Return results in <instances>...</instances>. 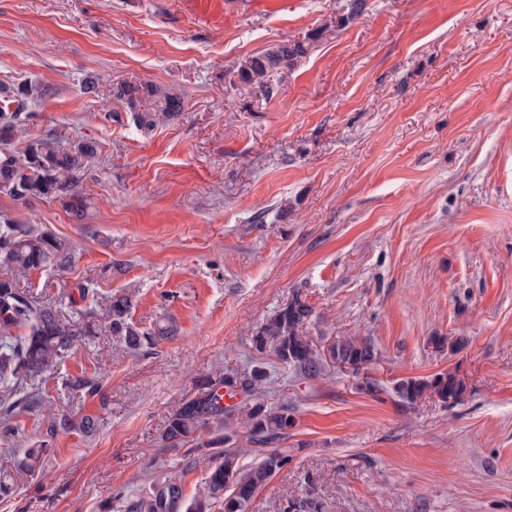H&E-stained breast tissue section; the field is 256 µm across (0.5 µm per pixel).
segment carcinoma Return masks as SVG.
<instances>
[{
	"label": "carcinoma",
	"instance_id": "cac0c4a2",
	"mask_svg": "<svg viewBox=\"0 0 512 512\" xmlns=\"http://www.w3.org/2000/svg\"><path fill=\"white\" fill-rule=\"evenodd\" d=\"M306 53L303 44L284 43L261 55L248 59L241 68V77L261 86L273 75L292 65ZM46 91L27 84L0 86V143L10 142L18 128L31 117L28 101ZM152 92L143 87L120 82L113 88V100L134 112L135 121L143 129L156 123V116L175 118L182 111L176 96H167L152 109H138L141 98ZM99 143L93 139L78 142L64 140L56 131L48 132L30 141L22 155L0 148V193L24 204L48 198L62 200L65 207L81 217L89 207L87 198L76 189L75 174L83 161L97 153ZM73 263V252L54 234L39 231L29 224H17L5 218L0 221V267L10 272L29 274L53 266L65 271ZM132 303L127 294L107 297V312L103 315L92 308L74 309L67 315L19 288L10 277L0 278V383L8 396L15 397L4 407L9 415L15 407L38 406L42 399L21 393L22 381L51 373L68 356L72 348L88 342L103 332H109L125 341L128 349L140 351L155 345L156 338L171 336L175 329L169 325L152 331H142L130 318ZM313 310L297 293L279 308L254 336L259 352L271 345L279 361L294 368L303 377L318 376L324 358L317 351L309 335ZM24 332L13 336L10 330ZM335 357L358 365L363 370L373 363L377 353L371 341L357 336L339 337L329 345ZM267 373L255 369L248 375L228 372L207 376L198 381L196 391L185 396L169 415L162 438L171 448H182L193 440V434L206 430L211 434L207 446L218 449L207 462L205 485L188 505L180 481L170 478L155 482L139 498L131 501L127 512H214L218 506L223 512H249L258 491L273 474L288 466L291 457L274 444L288 437L294 419L286 406L270 407L262 398ZM65 386L85 396L100 393V381L84 376L66 379ZM230 395L244 392L252 403L243 411L223 402L217 388ZM462 384L451 376H437L430 381L407 380L397 384L398 394L413 404L427 394H435L449 404L459 399ZM243 427L247 441L256 446L258 462L245 469L239 463L238 449L225 444ZM79 429L87 434L96 430L95 420L85 417L78 422L69 415L54 417L51 430ZM46 448H28L24 456L13 462V469L0 473V494H6L11 482L43 467Z\"/></svg>",
	"mask_w": 512,
	"mask_h": 512
}]
</instances>
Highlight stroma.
I'll return each instance as SVG.
<instances>
[{
    "mask_svg": "<svg viewBox=\"0 0 512 512\" xmlns=\"http://www.w3.org/2000/svg\"><path fill=\"white\" fill-rule=\"evenodd\" d=\"M352 3L0 0V82L49 90L10 150L51 130L100 144L78 176L84 217L0 195V215L75 253L20 288L65 314L126 292L137 327L176 329L136 353L102 334L28 380L51 408L0 416L19 430L0 431V464L49 452L0 512H125L169 477L192 500L210 451L167 447L169 415L198 379L256 368L266 403L293 412V461L250 512L304 497L318 512H512V0ZM286 41L306 54L268 87L241 81ZM125 81L178 97L180 115L140 128L111 100ZM297 291L317 345L372 340L368 370L304 378L255 350ZM448 374L466 385L451 406L396 391ZM80 375L100 393L63 386ZM53 410L96 419L94 434H48Z\"/></svg>",
    "mask_w": 512,
    "mask_h": 512,
    "instance_id": "35a3bbf8",
    "label": "stroma"
}]
</instances>
